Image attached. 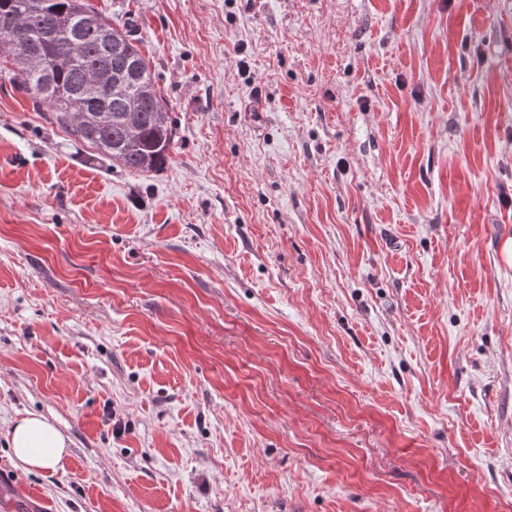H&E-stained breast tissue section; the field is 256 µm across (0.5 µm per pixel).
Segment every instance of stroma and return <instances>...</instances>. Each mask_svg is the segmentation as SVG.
Instances as JSON below:
<instances>
[{
    "label": "stroma",
    "instance_id": "obj_1",
    "mask_svg": "<svg viewBox=\"0 0 512 512\" xmlns=\"http://www.w3.org/2000/svg\"><path fill=\"white\" fill-rule=\"evenodd\" d=\"M88 2L176 137L0 76V512H512V0ZM12 459L27 470L55 468L67 455V442L46 417L29 414L15 421L10 432Z\"/></svg>",
    "mask_w": 512,
    "mask_h": 512
}]
</instances>
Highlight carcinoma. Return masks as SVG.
I'll return each mask as SVG.
<instances>
[{
    "instance_id": "carcinoma-1",
    "label": "carcinoma",
    "mask_w": 512,
    "mask_h": 512,
    "mask_svg": "<svg viewBox=\"0 0 512 512\" xmlns=\"http://www.w3.org/2000/svg\"><path fill=\"white\" fill-rule=\"evenodd\" d=\"M129 27L84 0H0V53L12 60L10 81L105 159L157 172L170 159L175 129ZM106 72L125 84H100Z\"/></svg>"
}]
</instances>
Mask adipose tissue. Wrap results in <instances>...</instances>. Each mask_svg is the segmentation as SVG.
<instances>
[{"label":"adipose tissue","instance_id":"adipose-tissue-1","mask_svg":"<svg viewBox=\"0 0 512 512\" xmlns=\"http://www.w3.org/2000/svg\"><path fill=\"white\" fill-rule=\"evenodd\" d=\"M13 460L28 470L56 467L67 455V442L46 417L30 414L15 421L10 432Z\"/></svg>","mask_w":512,"mask_h":512}]
</instances>
